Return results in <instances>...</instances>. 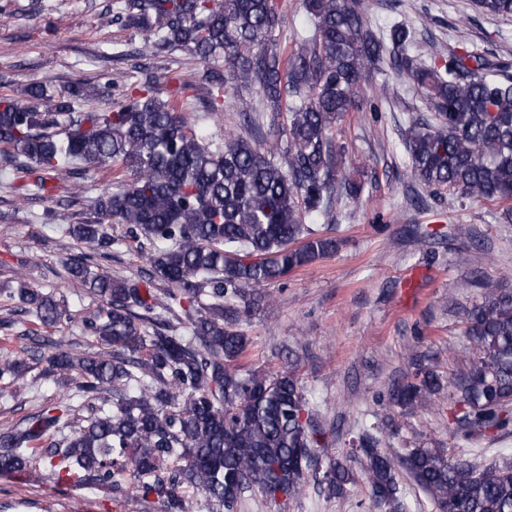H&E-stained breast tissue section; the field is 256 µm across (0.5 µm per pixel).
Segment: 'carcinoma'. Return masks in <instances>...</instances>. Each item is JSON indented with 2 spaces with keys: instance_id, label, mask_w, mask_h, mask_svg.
<instances>
[{
  "instance_id": "obj_1",
  "label": "carcinoma",
  "mask_w": 512,
  "mask_h": 512,
  "mask_svg": "<svg viewBox=\"0 0 512 512\" xmlns=\"http://www.w3.org/2000/svg\"><path fill=\"white\" fill-rule=\"evenodd\" d=\"M487 15L512 18V0H474ZM312 27L281 49L274 0H116L111 21L141 35L136 57L175 53L204 64L194 80L163 95L146 72L143 92L109 112H81L97 85L74 82L63 94L42 81L26 98H0V165L24 199L53 188L81 195L89 171L112 178L93 200L96 220L61 227L89 252L68 267L100 302L81 332L112 345L93 351L73 341L40 358L38 379L74 381L86 415L45 408L0 432V475L47 471L86 488L123 484L156 496L166 512H191L177 489L205 497L210 512H236L255 488L274 499L298 498L326 447V430L306 414L293 369H243L248 339L240 316L261 286L336 252L338 239L308 227L334 220L336 195L358 194L341 172L334 127L362 110L356 90L385 64L426 99L429 118L405 133L418 182L489 202L512 201V65L461 49L443 66L412 54L409 30H380L367 0H303ZM224 59V69L211 64ZM201 89L205 122L238 106L244 134L209 142L189 126L188 90ZM283 112L277 137L264 113ZM55 181L49 186L48 181ZM125 227L146 244L149 269L139 280L94 270L114 239L103 223ZM481 301L463 313L468 346L447 381L418 369L387 395L402 410L448 404V425L464 441L512 434V288L477 278ZM44 327L69 319L63 299L26 281L7 289ZM29 369L0 358V380ZM327 465L322 484L341 495L352 481L348 459L364 465L371 499L402 512L399 474L407 473L438 512H512V462L446 448L391 455L365 430Z\"/></svg>"
}]
</instances>
